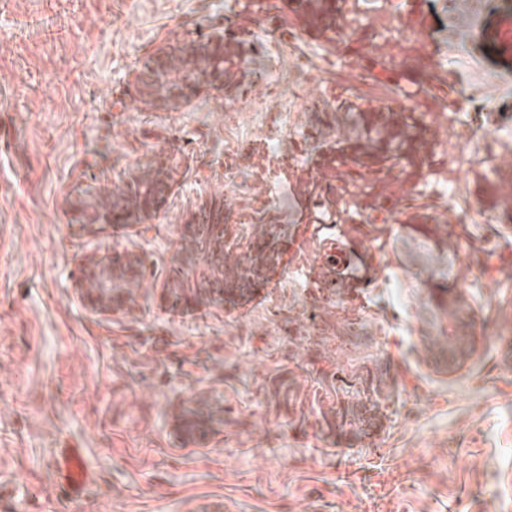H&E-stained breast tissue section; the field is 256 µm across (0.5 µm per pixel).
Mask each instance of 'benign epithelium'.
<instances>
[{"label": "benign epithelium", "mask_w": 512, "mask_h": 512, "mask_svg": "<svg viewBox=\"0 0 512 512\" xmlns=\"http://www.w3.org/2000/svg\"><path fill=\"white\" fill-rule=\"evenodd\" d=\"M224 38V34L217 33L204 43L192 40L177 48L160 49L153 65L138 78L141 98L155 106L177 110L190 102L200 77L212 89L224 91ZM166 179L163 173L147 174L140 179L134 194L125 190L98 194L91 198L88 206L97 219L110 224L116 210L146 209L157 204ZM74 288L81 299L103 312L112 311L113 304L135 295V289L125 287V280L114 275L112 263L93 256L82 261L81 275ZM208 429L207 415L201 412L193 422L176 424L173 433L180 442L187 444L204 438Z\"/></svg>", "instance_id": "1"}]
</instances>
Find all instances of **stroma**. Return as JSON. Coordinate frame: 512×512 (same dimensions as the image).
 <instances>
[{
    "label": "stroma",
    "mask_w": 512,
    "mask_h": 512,
    "mask_svg": "<svg viewBox=\"0 0 512 512\" xmlns=\"http://www.w3.org/2000/svg\"><path fill=\"white\" fill-rule=\"evenodd\" d=\"M477 25L512 11L0 0V512H512V223L456 221L512 208V136L420 134L463 80L512 125V38L469 45ZM224 29L223 92L140 102L159 47ZM248 95L268 108L241 127ZM155 168L156 207L90 223L89 192ZM89 253L134 300L78 299ZM203 403L209 437L176 441ZM65 448L91 472L78 493Z\"/></svg>",
    "instance_id": "1"
}]
</instances>
